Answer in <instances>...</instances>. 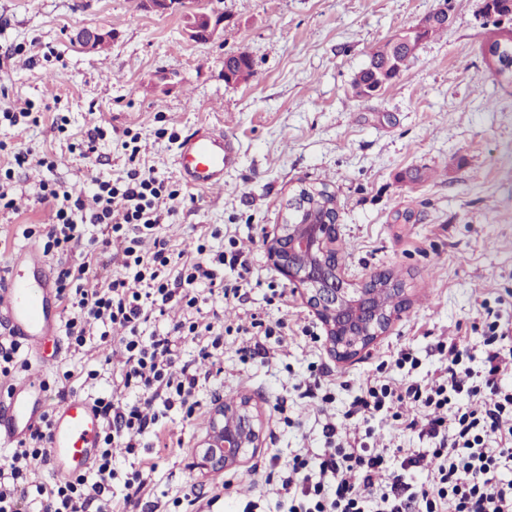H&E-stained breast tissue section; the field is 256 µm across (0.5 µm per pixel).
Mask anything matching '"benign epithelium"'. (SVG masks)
<instances>
[{
    "mask_svg": "<svg viewBox=\"0 0 512 512\" xmlns=\"http://www.w3.org/2000/svg\"><path fill=\"white\" fill-rule=\"evenodd\" d=\"M152 12L165 14L183 7L182 0H141ZM223 20L205 13L189 23L190 35L198 41L215 38ZM77 45L89 52L105 49L112 42V31L90 28L77 33ZM489 68L512 76V29L504 30L497 48L487 52ZM316 197L302 188L288 203L284 223L265 245L272 264L290 283L301 288L307 302L325 327L327 343L334 356L350 359L368 349L385 333L399 310L382 311L373 305V296L384 278L374 277L356 288L345 281L336 255V233L339 219L336 205L325 214L301 223V214L315 207ZM258 417L243 400L215 411L210 431L199 448L201 467L211 471H229L239 465L249 449L258 447Z\"/></svg>",
    "mask_w": 512,
    "mask_h": 512,
    "instance_id": "benign-epithelium-1",
    "label": "benign epithelium"
}]
</instances>
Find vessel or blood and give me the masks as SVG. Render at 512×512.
<instances>
[{"label": "vessel or blood", "mask_w": 512, "mask_h": 512, "mask_svg": "<svg viewBox=\"0 0 512 512\" xmlns=\"http://www.w3.org/2000/svg\"><path fill=\"white\" fill-rule=\"evenodd\" d=\"M239 162L233 142L223 131L199 128L177 146L175 164L180 176L197 189L224 185V173ZM61 310L46 260L28 252L18 256L0 283V321L41 354L47 340L58 334ZM50 420V457L55 475L71 476L90 468L100 442L102 423L93 404L70 396L47 412L39 369L16 382L7 399H0V446L19 444Z\"/></svg>", "instance_id": "vessel-or-blood-1"}]
</instances>
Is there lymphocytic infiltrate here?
<instances>
[{
  "instance_id": "1",
  "label": "lymphocytic infiltrate",
  "mask_w": 512,
  "mask_h": 512,
  "mask_svg": "<svg viewBox=\"0 0 512 512\" xmlns=\"http://www.w3.org/2000/svg\"><path fill=\"white\" fill-rule=\"evenodd\" d=\"M122 146L129 167L116 181L95 180L91 199L54 181L39 184L38 200L51 210L46 236L63 252L79 250V264L61 268L55 278L56 296L68 318L67 336L85 345L88 337L112 327L124 328L118 339L121 358L116 369L123 388L138 390L135 403L100 397L95 407L103 421L100 448L91 476L79 475L51 485L33 484L30 460L46 457L48 427H40L30 441L14 449L0 463V512H19L28 500L33 512H126L145 495L146 482L135 476L125 480L121 500L105 498L115 477L112 448L123 444L134 450L140 437L158 433L166 410L174 404L194 412V393L205 374L199 362L213 357L222 345L213 322L184 318L163 334H146V326L175 306L188 309L198 303L199 284L216 285L225 269L246 275L249 262L242 252L224 254L197 244L196 256L185 260L175 254L168 240L155 236L158 224L175 215L180 192L156 176L142 160L138 134L125 131ZM152 250H144L145 238ZM94 275L98 288L86 290L81 282ZM486 338L482 368L473 370L471 357L457 343H439L448 364L431 382H411L395 389L389 384L367 386L356 400L366 415L410 401L427 413L418 436L428 439V454L410 449L398 464H391L363 436L351 435L329 424L324 428L331 452L319 455L315 473L305 461L295 462L282 489L289 512H512V482L497 479L512 462V388L503 380L512 375V347L504 336L512 329L500 315L485 308ZM207 337L199 360L179 362L178 343L187 337ZM469 400L461 409V400ZM496 447H489V438ZM434 466L427 482L415 476L424 457ZM384 476V492H376V476Z\"/></svg>"
}]
</instances>
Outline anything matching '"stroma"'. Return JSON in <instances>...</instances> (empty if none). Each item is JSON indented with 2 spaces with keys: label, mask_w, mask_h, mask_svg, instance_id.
I'll return each instance as SVG.
<instances>
[{
  "label": "stroma",
  "mask_w": 512,
  "mask_h": 512,
  "mask_svg": "<svg viewBox=\"0 0 512 512\" xmlns=\"http://www.w3.org/2000/svg\"><path fill=\"white\" fill-rule=\"evenodd\" d=\"M442 1L210 0L224 24L203 43L187 34L183 12L159 15L139 0H0V111L28 106L39 115L0 125V143L9 147L0 165L14 149L57 160L17 180L23 212L0 210V272L22 250L44 247L40 180L88 194L92 176H124L125 130L139 133L157 176L175 183L168 131L220 128L239 148L223 188L181 185L175 216L156 233L187 254L198 240L248 253V294L237 304L225 300L237 278L229 269L223 286H200L201 317L223 315L215 327L224 352L203 361L198 341L181 342L180 359L200 360L209 373L195 391L198 406L191 415L173 408L160 436L144 437L134 453L114 447V498L137 471L147 481L138 512H288L282 481L295 459L327 451L325 424L370 430L376 448H428L410 427L425 412L409 403L366 422L351 416L368 381H431L445 365L441 341L467 347L479 367L483 304L512 324V87L485 62L482 0H446L452 24L422 41L398 78L373 96L351 89L374 47ZM91 26L111 29L105 52L74 43L75 32ZM241 51L254 74L226 83L224 57ZM94 118L108 134L84 157L75 146ZM302 184L327 185L336 196V246L350 284L389 273L405 290L402 311L370 354L336 359L302 290L268 257L263 235L281 224ZM278 318L284 335H248L252 321ZM59 341L60 354L42 368L50 405L62 389L110 396L120 378L106 349L94 341L78 348L64 335ZM256 343L261 354L249 353ZM403 350L415 366L396 367ZM315 377L329 402L303 397ZM245 398L259 416V448L226 473L197 467L215 410Z\"/></svg>",
  "instance_id": "1"
}]
</instances>
